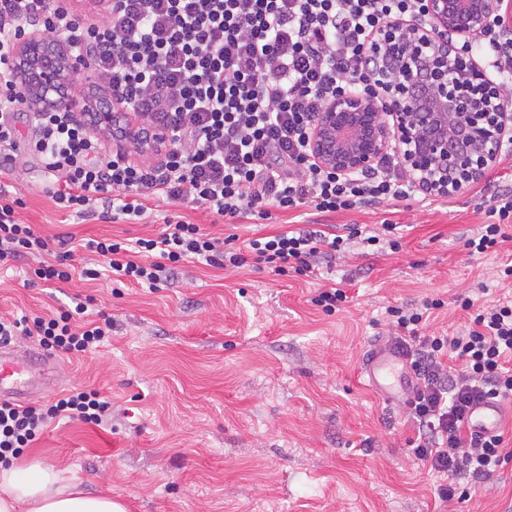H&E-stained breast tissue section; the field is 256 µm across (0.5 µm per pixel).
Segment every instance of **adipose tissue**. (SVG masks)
<instances>
[{"label":"adipose tissue","mask_w":512,"mask_h":512,"mask_svg":"<svg viewBox=\"0 0 512 512\" xmlns=\"http://www.w3.org/2000/svg\"><path fill=\"white\" fill-rule=\"evenodd\" d=\"M0 512H125L108 496L85 494L54 467L0 465Z\"/></svg>","instance_id":"1"}]
</instances>
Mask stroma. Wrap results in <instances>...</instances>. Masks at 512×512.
Listing matches in <instances>:
<instances>
[{"mask_svg":"<svg viewBox=\"0 0 512 512\" xmlns=\"http://www.w3.org/2000/svg\"><path fill=\"white\" fill-rule=\"evenodd\" d=\"M0 184L21 197L20 216L43 237L132 242L152 238L180 214L236 246L282 225H398L399 252L337 256L327 273L348 300L334 313L312 304L324 279L277 276L246 265L186 264L156 289L108 275L48 286L29 282L36 259L0 265V316L49 317L69 298L112 319L96 351L60 358L61 387L99 392L112 420L52 421L17 459L41 461L109 494L127 512H512V459L465 500L441 501L446 474L412 447L407 401L384 399L362 361L387 345L389 309L431 298L421 332L468 326L463 299L512 300V228L494 251L469 254L464 240L486 222L490 196L512 186V153L450 195L409 197L344 213L304 206L235 224L205 208L159 205L148 222H105L60 211L37 161L0 166Z\"/></svg>","mask_w":512,"mask_h":512,"instance_id":"35a3bbf8","label":"stroma"}]
</instances>
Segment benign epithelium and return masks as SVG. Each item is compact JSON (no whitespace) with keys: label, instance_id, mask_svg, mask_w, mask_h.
<instances>
[{"label":"benign epithelium","instance_id":"7a95c632","mask_svg":"<svg viewBox=\"0 0 512 512\" xmlns=\"http://www.w3.org/2000/svg\"><path fill=\"white\" fill-rule=\"evenodd\" d=\"M424 12L431 31L413 25L406 34L393 24L381 33L377 85L342 91L317 113L309 148L322 168L350 177L396 148L417 181L449 195L479 180L512 142V112L497 83L475 62L458 67L490 26L512 37V0H424ZM14 57L28 93L48 102L72 71L69 45L37 31L15 43ZM90 120L103 132L123 126L142 153L161 149L163 134L143 136L127 112L100 110Z\"/></svg>","mask_w":512,"mask_h":512}]
</instances>
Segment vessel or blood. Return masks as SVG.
<instances>
[{
  "label": "vessel or blood",
  "mask_w": 512,
  "mask_h": 512,
  "mask_svg": "<svg viewBox=\"0 0 512 512\" xmlns=\"http://www.w3.org/2000/svg\"><path fill=\"white\" fill-rule=\"evenodd\" d=\"M368 383L394 400L409 391L404 380L409 373L403 358L392 348H376L365 362ZM53 355L34 344L0 342V401L25 403L40 389L58 385ZM505 417V404L486 400L471 411L467 426L471 430L492 433Z\"/></svg>",
  "instance_id": "obj_1"
}]
</instances>
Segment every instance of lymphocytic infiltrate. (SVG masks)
Returning a JSON list of instances; mask_svg holds the SVG:
<instances>
[{
	"mask_svg": "<svg viewBox=\"0 0 512 512\" xmlns=\"http://www.w3.org/2000/svg\"><path fill=\"white\" fill-rule=\"evenodd\" d=\"M422 0H111L90 22L71 0H0V160L24 154L57 183L55 206L82 217L100 215L136 224L149 202L192 204L229 220L269 218L310 206L321 213L356 210L411 196L412 180L374 169L343 177L320 168L307 147L312 123L348 82L370 78L372 49L396 20L424 21ZM40 31L69 41L78 63H92L113 111L133 113L147 128H163L169 147L154 159H135L133 145L106 146L105 137L75 120L62 105L30 101L12 83V49ZM469 55L487 60L503 90L512 89V41L489 28ZM24 113L21 134L16 113ZM21 198L0 188V263L38 258L34 276L68 283L106 270L129 283L156 288L178 265L203 262L278 275L311 274L320 261L352 244L377 251L402 247L396 225L366 230L355 224L288 229L250 239L245 251L184 219L167 220L156 238L129 245L103 238L85 250L102 269L77 268L74 249L52 250L23 223ZM489 223L465 245L482 254L512 226V190L491 197ZM111 320L89 319L84 303L52 318L0 317V341L26 336L51 352L100 347ZM418 386L409 401L418 426V457L452 477L487 480L511 456L501 434H465L472 408L512 398V300L479 309L470 326L450 336H420L406 348ZM109 403L95 391H76L52 404L0 403V463L11 465L56 418L103 423Z\"/></svg>",
	"mask_w": 512,
	"mask_h": 512,
	"instance_id": "lymphocytic-infiltrate-1",
	"label": "lymphocytic infiltrate"
}]
</instances>
